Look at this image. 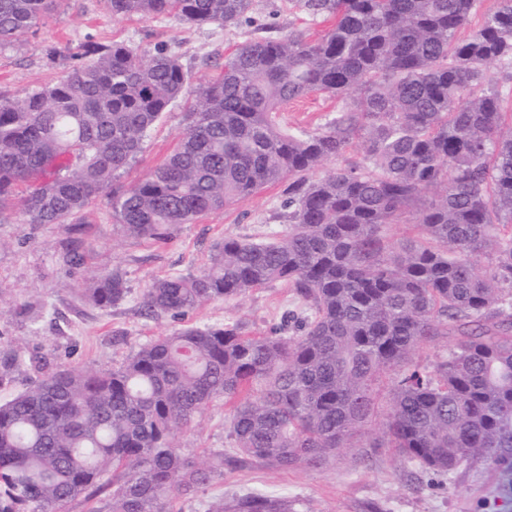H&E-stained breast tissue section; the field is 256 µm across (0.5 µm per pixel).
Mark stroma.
Segmentation results:
<instances>
[{
  "label": "stroma",
  "mask_w": 512,
  "mask_h": 512,
  "mask_svg": "<svg viewBox=\"0 0 512 512\" xmlns=\"http://www.w3.org/2000/svg\"><path fill=\"white\" fill-rule=\"evenodd\" d=\"M253 15L276 24L279 34L300 25L319 39L327 23L307 24L288 9V0H254ZM253 22L229 26H192L172 14L150 18L112 14L105 0H58L55 10L18 41L0 45V89L23 94L56 81L73 66L72 53L82 43L118 41L176 54L191 85L220 73L225 55L253 37ZM339 99L314 93L292 102L285 125L314 131L335 116ZM185 104L176 101L147 134L136 161L120 182L129 186L160 164L184 130ZM282 184H271L223 210L182 225L165 244L120 238L106 199L90 208L85 227V260L64 264L65 225L26 224L19 203L0 210V344L19 341L29 353L61 366L109 368L120 364L150 339L186 326L242 323L264 334L280 326L298 303L285 283L256 288L230 302L208 301L188 315L150 317L142 309V291L156 277L200 274L208 268L214 245L224 236L252 239L275 229ZM126 271L130 292L118 305L100 310L79 298L92 272ZM181 451L201 458L215 450L234 455L224 425V408L210 407L200 426L177 438ZM258 492L292 502L295 512H512V475L482 461L462 464L436 475L378 448L368 459L345 448L336 458L293 470L244 461L225 471L223 480L180 497L178 512H204L206 502Z\"/></svg>",
  "instance_id": "35a3bbf8"
}]
</instances>
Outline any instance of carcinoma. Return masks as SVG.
<instances>
[{"mask_svg":"<svg viewBox=\"0 0 512 512\" xmlns=\"http://www.w3.org/2000/svg\"><path fill=\"white\" fill-rule=\"evenodd\" d=\"M57 0H0V44L29 31ZM479 0H289L314 20L243 42L192 88L178 56L144 58L88 41L67 75L24 95L0 90V208L25 186L26 224L78 233L105 196L120 235L165 242L184 224L267 184L283 183V230L226 236L198 275L147 284L146 314L181 316L286 282L302 299L298 334L239 324L157 336L111 369L49 367L10 343L0 381L31 365L38 380L0 403V512H175L184 494L247 459L291 469L343 448H391L434 474L470 459L512 466V126L487 77L512 69V0L464 42ZM252 0H107L116 15L174 14L195 25L239 22ZM314 92L348 99L313 132L281 126ZM187 124L165 160L119 185L146 133L180 97ZM361 141L364 157L348 148ZM336 168L319 176L327 162ZM411 215L419 233L395 239ZM84 243L68 242L77 267ZM488 264H482V259ZM124 274L89 278L83 299L107 309ZM442 340L429 366L419 351ZM237 457L206 463L178 435L215 403ZM205 512H292L261 494Z\"/></svg>","mask_w":512,"mask_h":512,"instance_id":"1","label":"carcinoma"}]
</instances>
